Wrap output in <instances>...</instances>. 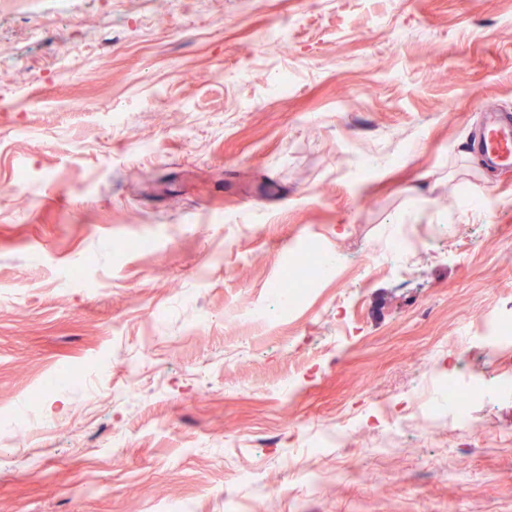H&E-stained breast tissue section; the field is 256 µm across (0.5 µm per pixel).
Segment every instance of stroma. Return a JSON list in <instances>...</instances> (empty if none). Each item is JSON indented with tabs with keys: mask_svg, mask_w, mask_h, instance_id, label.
<instances>
[{
	"mask_svg": "<svg viewBox=\"0 0 512 512\" xmlns=\"http://www.w3.org/2000/svg\"><path fill=\"white\" fill-rule=\"evenodd\" d=\"M1 72L0 407L112 371L0 435V512H512V352L471 326L512 317V171L467 149L512 111V0H0ZM305 242L337 272L232 320ZM450 372L474 434L408 413Z\"/></svg>",
	"mask_w": 512,
	"mask_h": 512,
	"instance_id": "stroma-1",
	"label": "stroma"
}]
</instances>
